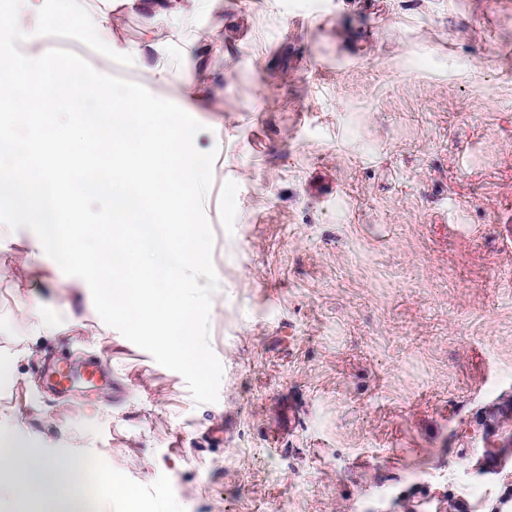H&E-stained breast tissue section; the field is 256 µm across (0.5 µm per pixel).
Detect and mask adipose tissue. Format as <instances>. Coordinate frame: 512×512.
Instances as JSON below:
<instances>
[{
    "mask_svg": "<svg viewBox=\"0 0 512 512\" xmlns=\"http://www.w3.org/2000/svg\"><path fill=\"white\" fill-rule=\"evenodd\" d=\"M74 469V459H48L0 430V512H77Z\"/></svg>",
    "mask_w": 512,
    "mask_h": 512,
    "instance_id": "1",
    "label": "adipose tissue"
}]
</instances>
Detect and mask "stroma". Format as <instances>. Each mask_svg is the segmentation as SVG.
I'll use <instances>...</instances> for the list:
<instances>
[{"label":"stroma","mask_w":512,"mask_h":512,"mask_svg":"<svg viewBox=\"0 0 512 512\" xmlns=\"http://www.w3.org/2000/svg\"><path fill=\"white\" fill-rule=\"evenodd\" d=\"M85 7L132 65L21 51L144 85L217 153L219 399L195 404L0 225V429L126 470L146 512H512V0ZM70 361L111 387L52 391L45 366ZM198 2L199 0H169L165 6H156L153 12L158 20L171 14L189 18L195 12Z\"/></svg>","instance_id":"obj_1"}]
</instances>
